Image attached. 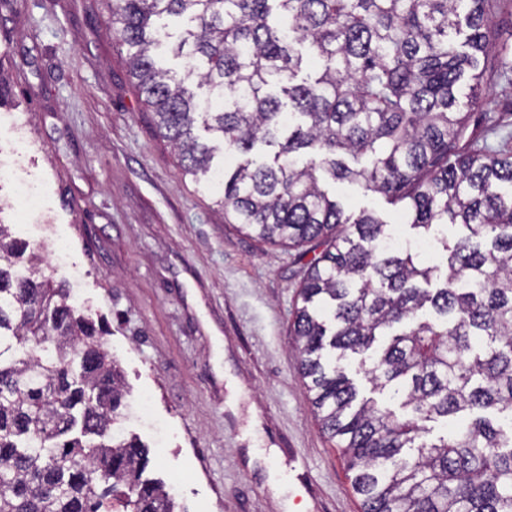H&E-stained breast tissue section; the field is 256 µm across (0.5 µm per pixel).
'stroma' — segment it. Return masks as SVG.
<instances>
[{
	"label": "stroma",
	"mask_w": 512,
	"mask_h": 512,
	"mask_svg": "<svg viewBox=\"0 0 512 512\" xmlns=\"http://www.w3.org/2000/svg\"><path fill=\"white\" fill-rule=\"evenodd\" d=\"M103 0H0L1 123L23 122L18 177L46 183L43 210L81 274L73 297L101 319L127 401L152 399L149 476L185 512H361L351 474L317 426L291 321L308 256L225 223L216 187L186 175L128 77ZM476 105L487 145L512 150V0L493 12ZM346 212L417 236L382 195L333 182ZM302 458V487L288 471Z\"/></svg>",
	"instance_id": "35a3bbf8"
}]
</instances>
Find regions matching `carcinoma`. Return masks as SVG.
Returning a JSON list of instances; mask_svg holds the SVG:
<instances>
[{"label":"carcinoma","mask_w":512,"mask_h":512,"mask_svg":"<svg viewBox=\"0 0 512 512\" xmlns=\"http://www.w3.org/2000/svg\"><path fill=\"white\" fill-rule=\"evenodd\" d=\"M488 2L106 0L102 16L184 172L223 174L225 222L314 253L292 336L361 512H512V151L480 144L470 112ZM165 16L188 26L175 37ZM168 42L180 72L156 60ZM259 143L272 161L215 165ZM325 180L384 196L425 233L466 234L437 237L445 268L426 264L385 248L387 224L345 213ZM38 263L0 224V512H177L145 447L114 435L125 392L103 330ZM351 359L400 410L362 394L339 366ZM439 419L454 432L425 439Z\"/></svg>","instance_id":"obj_1"}]
</instances>
